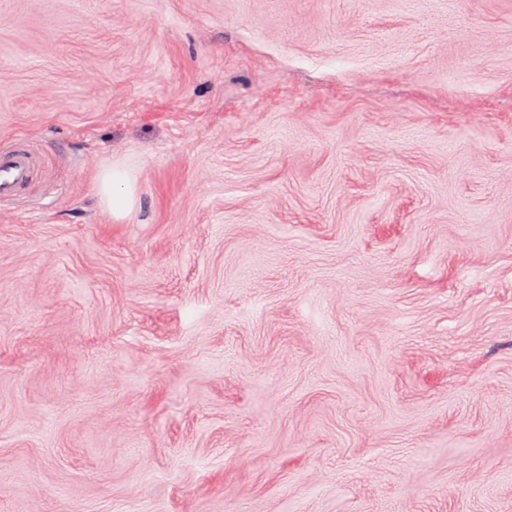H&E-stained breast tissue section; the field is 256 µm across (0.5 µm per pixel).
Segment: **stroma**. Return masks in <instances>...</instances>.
<instances>
[{"instance_id": "obj_1", "label": "stroma", "mask_w": 512, "mask_h": 512, "mask_svg": "<svg viewBox=\"0 0 512 512\" xmlns=\"http://www.w3.org/2000/svg\"><path fill=\"white\" fill-rule=\"evenodd\" d=\"M13 148L0 512H512V0H0ZM36 172L33 156L23 149L0 152V201L12 197ZM98 194L102 206L113 218L130 215L137 204L136 172L123 161H112L98 175Z\"/></svg>"}]
</instances>
